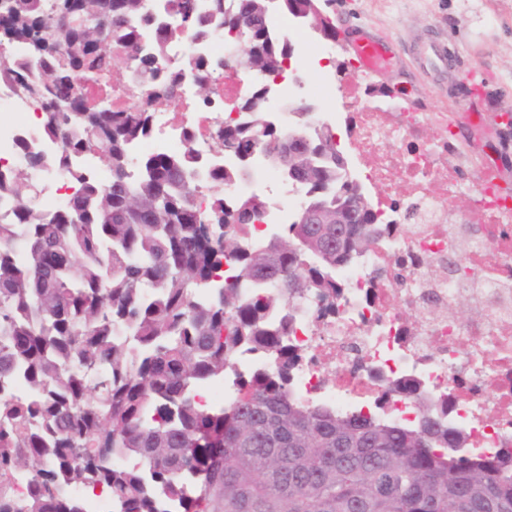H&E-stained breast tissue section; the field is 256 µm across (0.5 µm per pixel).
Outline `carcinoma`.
I'll return each instance as SVG.
<instances>
[{
	"label": "carcinoma",
	"mask_w": 512,
	"mask_h": 512,
	"mask_svg": "<svg viewBox=\"0 0 512 512\" xmlns=\"http://www.w3.org/2000/svg\"><path fill=\"white\" fill-rule=\"evenodd\" d=\"M0 0V78L43 108L46 135L58 140L53 162L79 187L49 219L40 190L20 168L0 170V196L12 219L0 223V512H85L64 487L103 486L116 512H512V453L466 454L468 437L444 420L447 409L411 384H388L418 406L415 426L372 416L342 417L296 401L287 391L301 356L288 348L292 300L336 294V267L375 243L373 206L359 224H302L300 213L261 238L257 196L228 208L224 195L207 211L194 203L195 155L151 154L129 174L131 146L150 132L148 112H112L80 93L93 82L112 87L114 61L158 106L175 101L179 70H164L165 43L185 36L248 30L247 59L276 73L292 57L289 42L268 27L265 0H210L208 10L174 0L180 28L163 29L142 50L143 0ZM199 101L212 102L211 64L191 58ZM246 118L215 133L218 151L246 159L260 151L304 189L305 209L330 219L364 193L346 174L332 136L306 127L284 144L256 102ZM92 154L112 170L106 185L75 164ZM61 258L41 265L43 249ZM226 262L234 281L216 284ZM128 341L113 338L112 327ZM269 353L268 370L242 382L219 410L199 407L194 389L224 378L241 346ZM22 380L31 397L17 401L5 385ZM123 456L126 466L112 458ZM23 473L28 494L12 479Z\"/></svg>",
	"instance_id": "cac0c4a2"
}]
</instances>
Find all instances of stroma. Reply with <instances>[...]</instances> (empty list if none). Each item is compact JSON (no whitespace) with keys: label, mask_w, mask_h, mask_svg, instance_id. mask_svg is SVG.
Listing matches in <instances>:
<instances>
[{"label":"stroma","mask_w":512,"mask_h":512,"mask_svg":"<svg viewBox=\"0 0 512 512\" xmlns=\"http://www.w3.org/2000/svg\"><path fill=\"white\" fill-rule=\"evenodd\" d=\"M337 36L332 55L321 56L323 36L295 44L291 68L315 90L325 112L342 109L341 71H354V37L386 40L397 57L395 68L367 79L370 90H389L392 100L417 112H478V127L460 128L456 142L480 140L484 163L494 166L500 184L512 193V134L504 124L512 113V0H321ZM439 45L447 62L435 69L428 48ZM477 68L491 77L482 98L470 97L460 70Z\"/></svg>","instance_id":"obj_1"}]
</instances>
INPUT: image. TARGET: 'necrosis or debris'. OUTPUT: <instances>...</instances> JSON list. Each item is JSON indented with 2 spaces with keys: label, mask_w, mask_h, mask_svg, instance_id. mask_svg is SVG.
Segmentation results:
<instances>
[{
  "label": "necrosis or debris",
  "mask_w": 512,
  "mask_h": 512,
  "mask_svg": "<svg viewBox=\"0 0 512 512\" xmlns=\"http://www.w3.org/2000/svg\"><path fill=\"white\" fill-rule=\"evenodd\" d=\"M170 64L205 57L213 61L209 81L213 102L202 105L196 76L184 71L175 106L157 108L135 79L114 72L109 103L116 112L152 115L148 137L134 153L193 149L214 160L212 138L230 112L257 87L270 122L287 125L280 99L302 94L304 87L288 73L262 77L247 69L232 40L224 35L178 39L167 43ZM364 74L352 72L342 91L355 101L354 111L339 113L353 152L351 175L379 186L373 204L381 235L371 248L337 267L334 299L309 296L297 300L288 343L302 356L289 384L292 397L320 404L342 416L368 415L409 425L416 419L412 399L382 400L387 381H414L432 401H447L448 420L468 436L467 452L476 457L512 450V196L477 183L468 190L469 209L479 223L458 220L443 201L463 189L458 177L467 157L450 141L454 119L430 124L421 113L395 112L390 105L357 104ZM0 108L14 121L0 122V167H15L17 148L27 141L50 155L59 145L42 128L45 115L16 98L0 80ZM435 184L437 194L426 191ZM261 196L266 221L287 223L283 198L302 197V189L283 177L269 176L262 154H254L247 173L224 187V201ZM468 247L460 262L464 277L425 278L426 269L447 263L457 236ZM470 297L475 310L466 321L449 317L456 299ZM261 351L240 353L223 381L199 387L197 401L225 407L238 396L240 380L261 371Z\"/></svg>",
  "instance_id": "necrosis-or-debris-1"
}]
</instances>
